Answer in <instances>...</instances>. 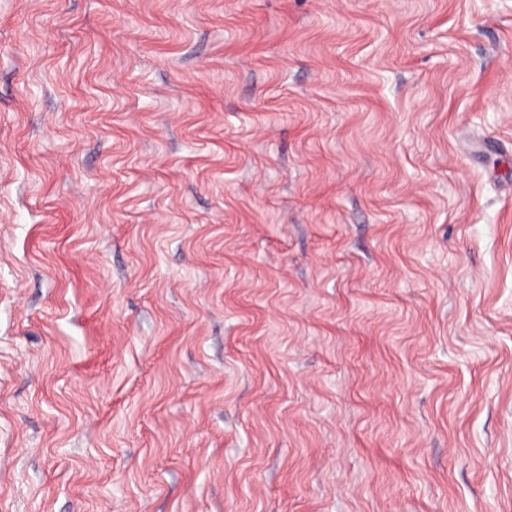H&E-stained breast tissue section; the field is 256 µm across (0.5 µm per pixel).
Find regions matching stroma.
I'll use <instances>...</instances> for the list:
<instances>
[{
    "instance_id": "35a3bbf8",
    "label": "stroma",
    "mask_w": 512,
    "mask_h": 512,
    "mask_svg": "<svg viewBox=\"0 0 512 512\" xmlns=\"http://www.w3.org/2000/svg\"><path fill=\"white\" fill-rule=\"evenodd\" d=\"M0 512H512V0H0Z\"/></svg>"
}]
</instances>
